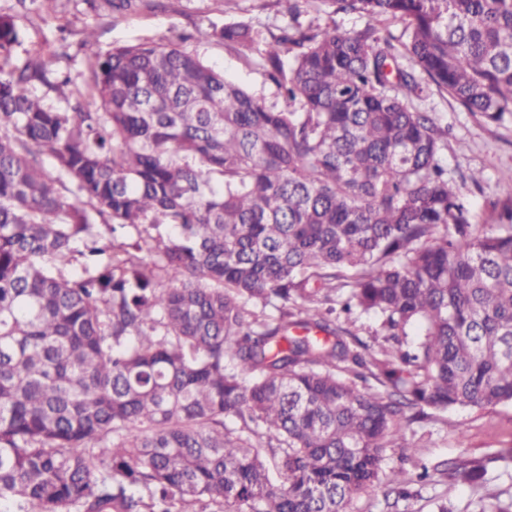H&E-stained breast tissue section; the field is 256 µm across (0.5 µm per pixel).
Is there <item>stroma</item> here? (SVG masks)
<instances>
[{
  "label": "stroma",
  "instance_id": "1",
  "mask_svg": "<svg viewBox=\"0 0 512 512\" xmlns=\"http://www.w3.org/2000/svg\"><path fill=\"white\" fill-rule=\"evenodd\" d=\"M0 13L14 16L20 39L13 54L15 64L32 60L49 69L70 73L76 87H83L87 64L80 49L81 32L96 29L102 49L143 40L179 44L222 71L229 80L260 92L275 102L276 88L266 79L257 58L244 57L222 45L193 40L196 30H211L241 22L271 31L290 24L286 0H139L127 11L113 9L110 0H44L42 7L21 8L16 0H0ZM422 108L433 110L447 126V145L438 162L471 207L480 228L499 223L512 208V183L502 181V171L512 169V117L492 122L466 111L452 97L432 90L421 100ZM481 171L480 184L465 178ZM402 440L416 446L412 460L401 461L399 451L387 449L381 472L398 466L433 467L460 456L484 461L485 487L492 492L512 493V471L504 462L492 460L495 449L512 445V403L486 410L456 407L435 412L431 417L407 419ZM410 499L385 507L380 489L371 488L354 497L349 512H433L438 498H447L453 512H465L472 497L468 486H451L427 481L414 484Z\"/></svg>",
  "mask_w": 512,
  "mask_h": 512
}]
</instances>
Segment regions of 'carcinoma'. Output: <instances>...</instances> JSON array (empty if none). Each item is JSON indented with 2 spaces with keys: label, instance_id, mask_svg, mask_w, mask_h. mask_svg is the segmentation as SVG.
<instances>
[{
  "label": "carcinoma",
  "instance_id": "obj_1",
  "mask_svg": "<svg viewBox=\"0 0 512 512\" xmlns=\"http://www.w3.org/2000/svg\"><path fill=\"white\" fill-rule=\"evenodd\" d=\"M286 2L279 35L198 31L259 54L271 104L175 43L104 51L91 28L76 89L15 65L0 15L9 512H348L436 474L472 487L469 512H512L467 457L379 469L387 448L415 454L406 410L512 402V210L474 228L437 161L447 132L414 105L432 84L512 115V0H311L364 16L353 33L304 29ZM343 328L350 330L354 335L362 339L363 341L368 342L371 345H374L375 349H377V345L384 343L383 337L380 334V322L376 319L362 316L357 320L354 318L346 321L344 316L341 315L339 322ZM384 503L380 488H369L354 497L348 510L349 512H382Z\"/></svg>",
  "mask_w": 512,
  "mask_h": 512
}]
</instances>
